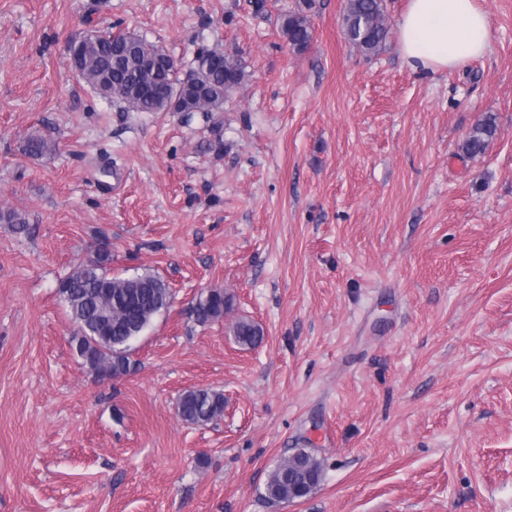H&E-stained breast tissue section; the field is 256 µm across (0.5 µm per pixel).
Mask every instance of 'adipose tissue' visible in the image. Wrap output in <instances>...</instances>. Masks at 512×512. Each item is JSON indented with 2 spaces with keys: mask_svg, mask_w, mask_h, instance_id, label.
<instances>
[{
  "mask_svg": "<svg viewBox=\"0 0 512 512\" xmlns=\"http://www.w3.org/2000/svg\"><path fill=\"white\" fill-rule=\"evenodd\" d=\"M493 39L486 0H408L399 21V52L417 71L459 68Z\"/></svg>",
  "mask_w": 512,
  "mask_h": 512,
  "instance_id": "adipose-tissue-1",
  "label": "adipose tissue"
}]
</instances>
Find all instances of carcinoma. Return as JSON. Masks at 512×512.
<instances>
[{
  "label": "carcinoma",
  "instance_id": "cac0c4a2",
  "mask_svg": "<svg viewBox=\"0 0 512 512\" xmlns=\"http://www.w3.org/2000/svg\"><path fill=\"white\" fill-rule=\"evenodd\" d=\"M292 10L281 18L280 29L289 46L307 50L313 39L305 10ZM341 27L346 40L365 55L381 51L390 34L386 0H348ZM120 40L101 38L82 48L84 80L109 99L132 112H218L230 92L242 82L244 72L234 58L213 50L200 52L199 68L187 78L156 61L163 56L158 46L138 37L132 61L123 69L112 66V52ZM495 118H479L467 134L460 150L463 156L483 154L496 134ZM52 152L43 137L31 136L24 153L42 157ZM108 246L98 248L94 258L79 264L59 284V293L77 327L72 337L83 363L102 380L127 375L133 365L129 342L167 306L171 297L168 284L150 272L132 277L114 275ZM232 305L221 289L202 295L193 306L194 320L205 325L224 317ZM237 342L254 346L263 338L259 325L241 320L234 327ZM178 415L185 422L206 425L224 415V394L208 388L184 392L178 402ZM322 479L321 462L304 448L280 461L270 472L266 495L270 499L304 498Z\"/></svg>",
  "mask_w": 512,
  "mask_h": 512
}]
</instances>
